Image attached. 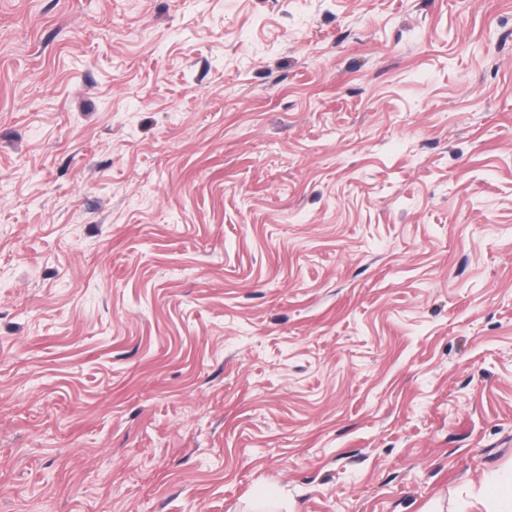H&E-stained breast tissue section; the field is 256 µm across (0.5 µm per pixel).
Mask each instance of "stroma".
I'll return each mask as SVG.
<instances>
[{"instance_id":"35a3bbf8","label":"stroma","mask_w":512,"mask_h":512,"mask_svg":"<svg viewBox=\"0 0 512 512\" xmlns=\"http://www.w3.org/2000/svg\"><path fill=\"white\" fill-rule=\"evenodd\" d=\"M510 470L512 0H0V512Z\"/></svg>"}]
</instances>
